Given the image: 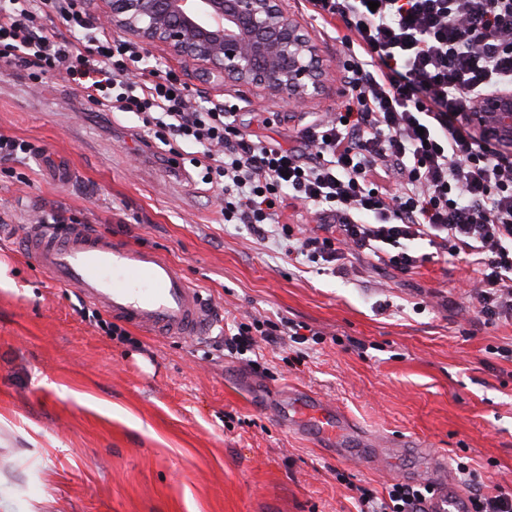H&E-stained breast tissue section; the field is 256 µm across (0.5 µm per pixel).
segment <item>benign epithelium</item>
<instances>
[{
  "label": "benign epithelium",
  "mask_w": 512,
  "mask_h": 512,
  "mask_svg": "<svg viewBox=\"0 0 512 512\" xmlns=\"http://www.w3.org/2000/svg\"><path fill=\"white\" fill-rule=\"evenodd\" d=\"M103 17L142 43H160L196 65L198 79L262 88L303 104L325 76L319 48L282 0H99ZM471 119L512 146V93L480 99Z\"/></svg>",
  "instance_id": "7a95c632"
}]
</instances>
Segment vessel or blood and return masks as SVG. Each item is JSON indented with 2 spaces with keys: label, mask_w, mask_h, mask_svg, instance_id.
<instances>
[{
  "label": "vessel or blood",
  "mask_w": 512,
  "mask_h": 512,
  "mask_svg": "<svg viewBox=\"0 0 512 512\" xmlns=\"http://www.w3.org/2000/svg\"><path fill=\"white\" fill-rule=\"evenodd\" d=\"M30 258L61 286L113 318L151 334L194 340L206 334L209 317L202 296L174 264L155 251L72 225L61 238L47 229L26 240ZM273 414L292 431L310 433L333 456H348L354 430L340 410L312 394H295ZM428 512H464L465 498L450 483L437 484Z\"/></svg>",
  "instance_id": "obj_1"
}]
</instances>
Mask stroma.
<instances>
[{
    "mask_svg": "<svg viewBox=\"0 0 512 512\" xmlns=\"http://www.w3.org/2000/svg\"><path fill=\"white\" fill-rule=\"evenodd\" d=\"M328 67L321 93L299 110L261 89L204 84L160 45L150 64L175 70L211 99L238 104L247 132L290 145L305 117L336 111L348 87L344 46L283 0ZM0 134L35 155L0 165V512H358L349 483L376 492L448 462L462 494L468 466L486 491L512 492V323L469 313L457 258L410 273L359 259L331 273L289 259L224 221L218 189L191 164L159 161L160 143L131 112L89 102L65 74L31 84L0 65ZM170 259L211 309L192 341L129 328L106 336L24 250L45 210ZM283 317L319 332L302 345L259 342L260 369L220 354L224 331ZM316 394L349 416L350 456L323 453L269 409ZM409 442L390 469L364 462L373 444Z\"/></svg>",
    "mask_w": 512,
    "mask_h": 512,
    "instance_id": "1",
    "label": "stroma"
}]
</instances>
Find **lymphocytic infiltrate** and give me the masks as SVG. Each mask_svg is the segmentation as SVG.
<instances>
[{"label": "lymphocytic infiltrate", "mask_w": 512, "mask_h": 512, "mask_svg": "<svg viewBox=\"0 0 512 512\" xmlns=\"http://www.w3.org/2000/svg\"><path fill=\"white\" fill-rule=\"evenodd\" d=\"M308 0L315 19L346 32L341 62L350 95L339 111L297 132V146L252 138L233 106L194 93L174 71L143 61L133 43L94 24L85 0H0V63L38 80L65 72L89 101L131 112L220 185L224 221L261 237L277 228L288 253L311 262L350 256L409 273L460 257L474 273L473 312L512 321V155L469 130L480 97L512 91V0ZM52 9L63 31L41 18ZM314 208L316 234L279 221L283 196ZM429 246L418 253L417 243ZM308 337L288 320H253L225 335L229 354L257 338ZM360 512H426L432 485L356 486Z\"/></svg>", "instance_id": "obj_1"}]
</instances>
